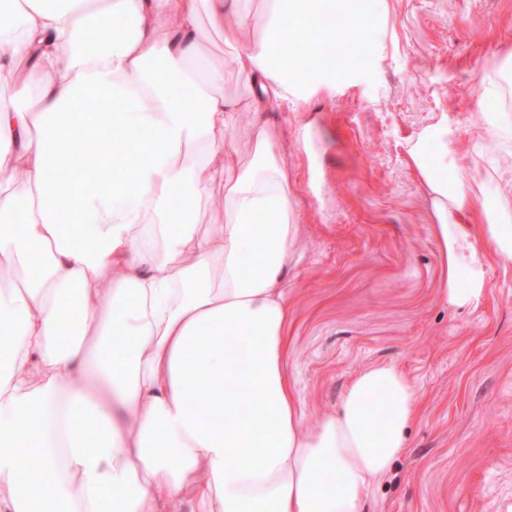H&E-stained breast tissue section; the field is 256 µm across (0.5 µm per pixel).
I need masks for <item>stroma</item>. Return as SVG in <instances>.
Listing matches in <instances>:
<instances>
[{"label": "stroma", "instance_id": "obj_1", "mask_svg": "<svg viewBox=\"0 0 512 512\" xmlns=\"http://www.w3.org/2000/svg\"><path fill=\"white\" fill-rule=\"evenodd\" d=\"M365 29L350 71L267 114L301 226L285 371L308 424L373 364L412 382L408 448L365 512H512V267H487L473 309L439 301L442 263L408 157L444 118L449 166L512 185V142L484 133L493 111L512 113V0H387Z\"/></svg>", "mask_w": 512, "mask_h": 512}]
</instances>
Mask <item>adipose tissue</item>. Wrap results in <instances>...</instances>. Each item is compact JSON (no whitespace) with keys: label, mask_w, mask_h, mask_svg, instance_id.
Returning <instances> with one entry per match:
<instances>
[{"label":"adipose tissue","mask_w":512,"mask_h":512,"mask_svg":"<svg viewBox=\"0 0 512 512\" xmlns=\"http://www.w3.org/2000/svg\"><path fill=\"white\" fill-rule=\"evenodd\" d=\"M265 2L254 40L252 0H209L205 28L199 0H0V82L19 86L0 103V512H362L403 454L418 404L392 364L360 371L335 412L302 422L284 370L300 226L264 117L347 71L325 49L361 38L368 0ZM329 13L341 25L310 29ZM106 27L108 41L84 40ZM209 28L248 98L223 93ZM291 30L307 42L298 69L273 62ZM100 93L120 108L86 119ZM111 130L138 137L133 169L56 191V146ZM447 150L437 123L408 153L445 267L438 298L469 308L490 262L512 266V200L475 214L464 170L437 158ZM218 178L224 208L198 223ZM67 308L78 315L65 322ZM199 385L206 418L190 405Z\"/></svg>","instance_id":"ef3b65f1"}]
</instances>
